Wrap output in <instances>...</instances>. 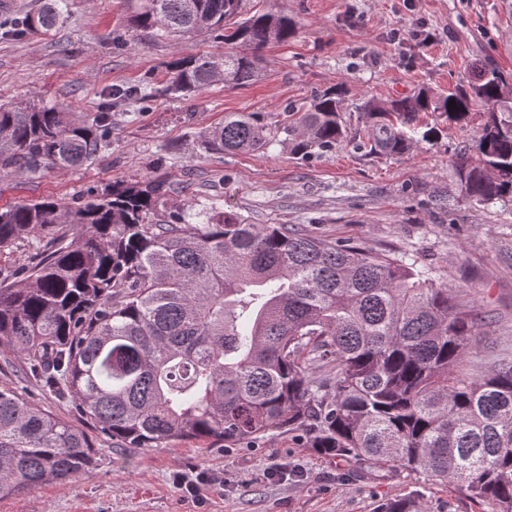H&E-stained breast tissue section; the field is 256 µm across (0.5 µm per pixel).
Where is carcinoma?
I'll return each instance as SVG.
<instances>
[{"instance_id":"cac0c4a2","label":"carcinoma","mask_w":512,"mask_h":512,"mask_svg":"<svg viewBox=\"0 0 512 512\" xmlns=\"http://www.w3.org/2000/svg\"><path fill=\"white\" fill-rule=\"evenodd\" d=\"M60 0L12 23L50 30ZM141 31H209L251 52L190 57L166 90L190 93L216 77L255 80L262 51L288 41L295 22L275 11L248 15L243 0H140ZM456 108L448 109L449 102ZM486 120L475 154L452 163L465 197L512 202V75L475 66L450 94L423 87L363 106L356 148L401 156L429 142L419 114ZM102 108L92 121L34 102L0 105V168L77 167L110 136ZM270 132L257 112H231L209 136L216 154L253 151ZM348 137L338 91L317 90L288 140L296 155ZM164 185H117L71 203L35 200L0 209V249L26 258L0 274L4 367L69 400L95 434L0 384V497L70 480L93 459L95 435L127 448L174 439H259L305 430L319 453L367 470L425 472L467 496L512 512V360L481 377L457 367L477 317L431 271L406 258L316 237L297 224H248L213 211L192 224L183 210L150 220ZM391 498L379 512H414Z\"/></svg>"}]
</instances>
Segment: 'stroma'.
I'll return each mask as SVG.
<instances>
[{"label":"stroma","mask_w":512,"mask_h":512,"mask_svg":"<svg viewBox=\"0 0 512 512\" xmlns=\"http://www.w3.org/2000/svg\"><path fill=\"white\" fill-rule=\"evenodd\" d=\"M133 0H66L55 28L15 37L0 25V104L65 106L89 118L112 112V138L80 167L37 174L0 170V208L87 190L163 181L168 210L214 208L250 224H300L311 234L431 270L482 323L462 366L480 375L512 354V202L478 204L449 172L485 121L439 122L434 141L402 156H370L344 142L309 157L284 132L314 91L337 84L349 131L364 129L370 98L426 86L448 93L473 64L512 73V17L503 0H248V13L281 10L297 31L268 45L267 63L244 87L165 93L176 63L200 54L245 52L210 33L146 36L131 22ZM430 42H422L423 33ZM147 84L150 111L112 92ZM228 112H258L272 141L250 153H211L208 136ZM216 477L189 494L180 478ZM410 498L419 512H492L422 472L363 474L359 464L317 452L306 432L276 429L260 441L172 440L130 449L99 438L94 463L68 482L0 499V512H376Z\"/></svg>","instance_id":"1"}]
</instances>
